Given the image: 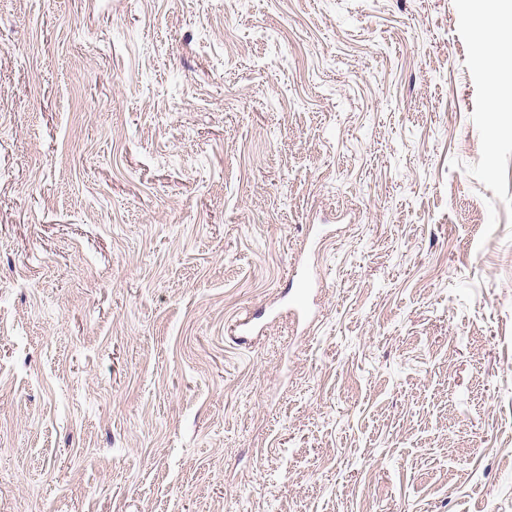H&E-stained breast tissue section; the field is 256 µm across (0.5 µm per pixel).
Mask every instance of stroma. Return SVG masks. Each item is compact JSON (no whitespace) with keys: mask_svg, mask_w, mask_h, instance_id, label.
<instances>
[{"mask_svg":"<svg viewBox=\"0 0 512 512\" xmlns=\"http://www.w3.org/2000/svg\"><path fill=\"white\" fill-rule=\"evenodd\" d=\"M465 2L0 0V512H512Z\"/></svg>","mask_w":512,"mask_h":512,"instance_id":"35a3bbf8","label":"stroma"}]
</instances>
